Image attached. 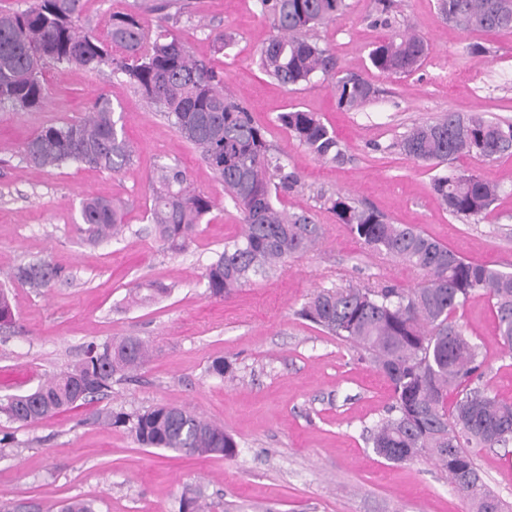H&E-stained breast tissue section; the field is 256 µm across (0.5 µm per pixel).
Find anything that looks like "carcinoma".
I'll list each match as a JSON object with an SVG mask.
<instances>
[{
	"label": "carcinoma",
	"mask_w": 512,
	"mask_h": 512,
	"mask_svg": "<svg viewBox=\"0 0 512 512\" xmlns=\"http://www.w3.org/2000/svg\"><path fill=\"white\" fill-rule=\"evenodd\" d=\"M84 0H33L23 11L0 10V105L17 112L40 108L47 99L42 70H91L108 66L125 74L148 105L199 152L241 211L242 235L224 243L207 265L209 294L222 298L256 278H264L289 258L310 251L322 225L305 210L284 212L273 194L292 188L297 175L254 125L248 109L224 93V76L199 63L172 33L152 28L136 11L114 14L109 40L80 30ZM276 35L260 52L259 64L281 85L296 86L320 73L334 79L339 109L357 111L375 96L365 79L336 76V59L310 33L336 20L347 0H260ZM443 19L464 31L512 30V0H437ZM428 52L414 32L396 33L369 53L371 65L389 74L417 69ZM278 121L299 145L320 160L340 163L345 150L314 112L293 109ZM409 159L439 167L460 155L491 160L512 154V124L478 114L450 112L416 125L400 142ZM28 163L55 167L74 162L118 173L130 165L135 147L117 127L111 102L98 98L87 118L43 127L24 144ZM432 188L456 217L486 215L500 188L473 174H437ZM338 223L365 244L414 266L427 275L422 288L394 285L323 288L302 315L326 333L363 351L390 382L393 404L371 432L373 451L394 464L427 460L448 475V482L471 512H512L476 467L472 449L512 443V403L487 389L468 388L484 375L480 346L463 323L473 295L493 302L498 336L512 350V273L470 262L413 225L393 224L380 212L341 195L324 198ZM211 200L186 186L184 172L162 166L152 180L149 219L156 238L173 253L186 250ZM83 232L93 243L123 231V203L105 197L81 202ZM9 278L31 288L52 286L56 270L46 262L16 268ZM171 292L161 282L139 286L135 302L154 303ZM14 317L10 291L0 287V323ZM149 346L137 336L92 340L73 366L45 379L25 394L0 398V416L26 426L84 404L112 389L115 377L142 367ZM458 390L453 406L448 391ZM97 424L122 428L143 448L201 457L235 458L238 444L224 428L181 407L160 404L143 412L92 413ZM200 492L182 495L178 512H206ZM58 512H97L92 499H69Z\"/></svg>",
	"instance_id": "1"
}]
</instances>
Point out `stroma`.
<instances>
[{
  "label": "stroma",
  "mask_w": 512,
  "mask_h": 512,
  "mask_svg": "<svg viewBox=\"0 0 512 512\" xmlns=\"http://www.w3.org/2000/svg\"><path fill=\"white\" fill-rule=\"evenodd\" d=\"M160 2L85 0L83 24L103 37L112 14L137 9L151 25H165L195 59L223 70L225 90L299 177L296 187L278 194L277 207L310 210L324 234L276 274L209 297L206 266L243 231L242 215L213 171L124 76L107 67L45 68L49 98L42 109L0 107V282L40 260L59 277L46 290L12 287L14 320L0 329V396L34 389L78 361L93 339L137 336L153 355L101 399L23 427L0 417V436L12 437L0 454V501L56 512L57 502L81 497L96 499L99 512H175L182 493L199 487L210 512H469L433 463L394 464L374 453L370 432L393 401L388 380L358 348L299 312L323 288L414 289L426 282L338 223L320 202L322 192L374 207L391 223L414 225L467 260L512 272V155L461 156L444 165V172L475 174L502 188L489 214L467 219L450 215L434 195V169L397 147L411 127L448 112L512 122V30L465 32L442 19L436 0H391L397 26L421 35L428 53L411 74H388L369 62L390 33L374 22L378 0H348L347 11L314 37L335 56L338 76H361L378 94L360 111L343 112L332 79L318 75L285 87L261 70L260 51L275 30L257 0H181L185 12L173 19L159 12ZM220 31L233 41L219 54L213 36ZM472 44L483 53L471 54ZM101 96L137 148L133 165L110 173L25 162L29 137L46 124L86 118ZM294 108L316 113L336 134L346 151L343 164L316 159L279 125L278 115ZM174 164L213 203L179 254L163 248L148 219L151 178ZM91 195L126 202L121 237L96 244L83 238L80 205ZM149 280L170 286L171 294L149 306L128 305L129 294ZM462 321L481 346L483 385L512 403V355L499 342L488 296L475 294ZM219 356L233 363V374H209ZM162 403L224 427L238 443V457L143 448L121 429L90 421L100 407L133 412ZM473 457L489 486L512 501V445L477 448Z\"/></svg>",
  "instance_id": "stroma-1"
}]
</instances>
